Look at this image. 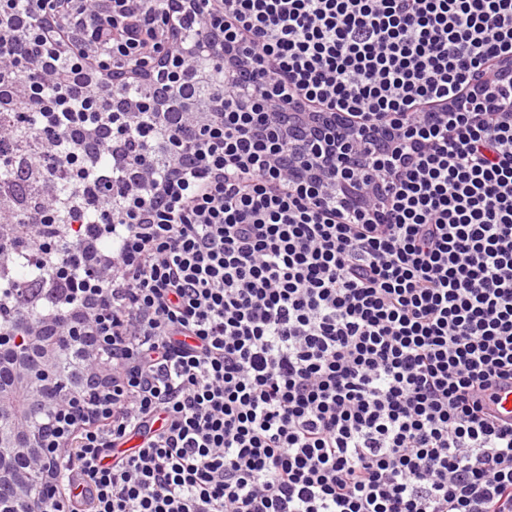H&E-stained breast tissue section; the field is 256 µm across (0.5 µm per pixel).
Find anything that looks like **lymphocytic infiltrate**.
Wrapping results in <instances>:
<instances>
[{
	"instance_id": "f902f5d3",
	"label": "lymphocytic infiltrate",
	"mask_w": 512,
	"mask_h": 512,
	"mask_svg": "<svg viewBox=\"0 0 512 512\" xmlns=\"http://www.w3.org/2000/svg\"><path fill=\"white\" fill-rule=\"evenodd\" d=\"M173 11L229 48L203 133L163 90L115 108L180 53ZM21 86L36 148L1 126L0 160L69 189L0 215L38 270L0 313L39 294L58 334L80 308L111 339L66 503L512 512L486 406L512 382V0H0Z\"/></svg>"
}]
</instances>
